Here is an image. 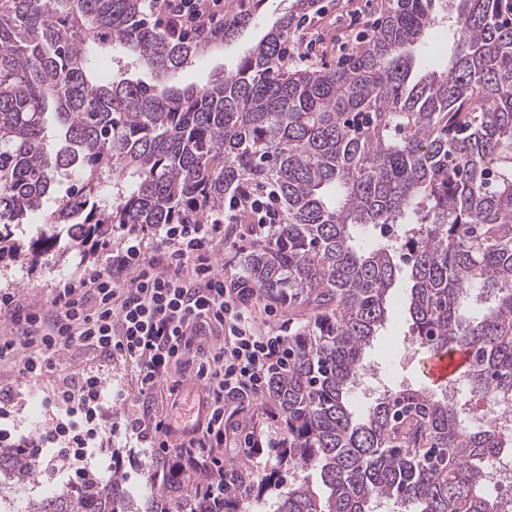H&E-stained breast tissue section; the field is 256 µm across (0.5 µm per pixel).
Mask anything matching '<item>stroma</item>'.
<instances>
[{"mask_svg": "<svg viewBox=\"0 0 512 512\" xmlns=\"http://www.w3.org/2000/svg\"><path fill=\"white\" fill-rule=\"evenodd\" d=\"M293 0H266L254 25L243 29L235 39L197 59L192 65L178 71L172 78L174 85L186 87L207 84L213 74L233 70L239 60L248 53L282 16L286 15ZM321 11L312 25L297 32L288 42L289 51H306L310 57L307 67H333L348 54L351 46L371 34L379 17L380 0H317ZM453 21L439 19L430 30L425 43L414 52L415 69L425 72L431 68L446 67L453 46ZM105 258L101 252L89 253L72 247L66 236H59L55 248L43 255L38 262L4 260L0 262V291H10L27 304L42 307L49 305L54 284L62 279L81 275L83 272L102 267ZM407 261H399L398 277L392 289L386 321L366 349L364 361L378 376L384 378L383 386L371 395L351 401L354 418H361L376 398L385 391L426 386L423 374L424 352L413 343L410 320L405 310L409 286ZM53 371L39 380L24 377L13 361H0V392L12 397L11 409L20 435L31 437L35 432L52 426L55 409L46 398L63 380L78 371H93L125 385L129 391L137 386L126 365L104 360L99 353L81 347L64 350L54 359ZM199 389L192 370L187 367L172 369L160 382L154 393L153 413L166 422L183 421L181 410H174L173 400L183 406L195 403ZM224 465L233 468L241 461H248L256 482H264L271 472H278L284 483L302 480L297 470H281L277 467L279 449L271 447L258 458L244 459L241 446L245 436L278 440L284 436V423L279 418L280 409L270 395L255 400L229 401L224 406ZM101 471H110L112 465H120L129 472L130 486H142L151 472L141 448L136 442L123 439L106 440L102 443Z\"/></svg>", "mask_w": 512, "mask_h": 512, "instance_id": "stroma-1", "label": "stroma"}]
</instances>
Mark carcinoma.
I'll return each mask as SVG.
<instances>
[{
    "label": "carcinoma",
    "mask_w": 512,
    "mask_h": 512,
    "mask_svg": "<svg viewBox=\"0 0 512 512\" xmlns=\"http://www.w3.org/2000/svg\"><path fill=\"white\" fill-rule=\"evenodd\" d=\"M315 0H296L234 71L184 90L157 83L231 40L265 0L201 38L151 20L149 0H10L0 9V260L37 258L64 226L74 246L115 227L204 221L243 184L283 203L245 256L242 281L299 305L288 366L270 375L288 448L306 473L266 499L244 483L223 512H500L484 495L502 448L428 389L397 390L353 419L363 355L386 320L398 252L411 261L408 312L420 349L469 350L471 393H512V0H461L444 71L413 74L410 49L436 0H385L373 34L334 68L293 69L284 46ZM156 83L98 72L100 49ZM73 178L60 194L61 178ZM39 217L25 242L13 224ZM394 224L397 235L370 230ZM42 463L0 447V479L34 483ZM317 475L326 488L315 491ZM146 479L91 474L25 512H161Z\"/></svg>",
    "instance_id": "obj_1"
}]
</instances>
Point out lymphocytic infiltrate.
I'll return each instance as SVG.
<instances>
[{"label":"lymphocytic infiltrate","instance_id":"1","mask_svg":"<svg viewBox=\"0 0 512 512\" xmlns=\"http://www.w3.org/2000/svg\"><path fill=\"white\" fill-rule=\"evenodd\" d=\"M222 0H154L157 13L176 33L205 35ZM258 223L279 220L273 194L256 198L245 191L232 196L223 215L205 223L186 217L181 224H157L120 249L102 242V268L60 281L49 308L24 304L14 293L0 292V358L20 354L26 378H42L58 352L72 345L90 347L108 359L123 361L135 372L137 414L116 417L110 435H121L149 449L150 464L163 474L196 471L203 481L196 493L202 512H220L235 482L224 472L217 448L224 445V397L259 396L272 370L283 368L288 337L282 330L259 332L250 316L252 298L238 277L219 267L224 227L241 213ZM189 364L203 382L204 422L176 432L154 419L155 387L178 364ZM129 395L103 377L71 376L49 396L57 410L51 428L16 440L8 422L10 397L0 398V446L18 445L46 455L51 468L78 478L94 468L104 402L124 404Z\"/></svg>","mask_w":512,"mask_h":512}]
</instances>
